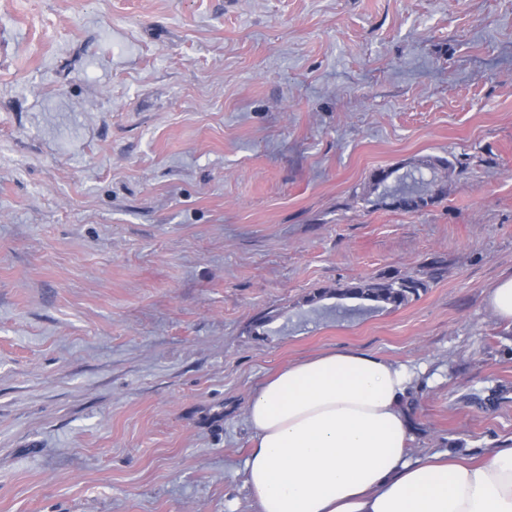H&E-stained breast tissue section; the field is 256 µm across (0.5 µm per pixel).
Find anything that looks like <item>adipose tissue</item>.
Segmentation results:
<instances>
[{"label":"adipose tissue","instance_id":"obj_1","mask_svg":"<svg viewBox=\"0 0 512 512\" xmlns=\"http://www.w3.org/2000/svg\"><path fill=\"white\" fill-rule=\"evenodd\" d=\"M405 366L354 348L288 363L247 403L260 512H512V448L408 456Z\"/></svg>","mask_w":512,"mask_h":512}]
</instances>
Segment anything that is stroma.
Here are the masks:
<instances>
[{
    "label": "stroma",
    "mask_w": 512,
    "mask_h": 512,
    "mask_svg": "<svg viewBox=\"0 0 512 512\" xmlns=\"http://www.w3.org/2000/svg\"><path fill=\"white\" fill-rule=\"evenodd\" d=\"M507 276L512 0H0V512H259L248 399L329 349L413 456L512 448ZM414 167L418 170L406 173L398 180L399 185L390 189L389 195L396 201V205L393 206L395 209L419 211L424 206L421 192L423 188L429 186V179L420 169H427L431 176L437 177L438 171H447L450 165L448 161L435 160L433 163L419 164ZM424 284L411 276L387 277L381 281L358 280L342 287L336 288V296H352V298L369 301L376 307L387 305L398 307L409 303L419 296ZM490 301L499 318L512 322V277L496 283L490 291Z\"/></svg>",
    "instance_id": "obj_1"
}]
</instances>
